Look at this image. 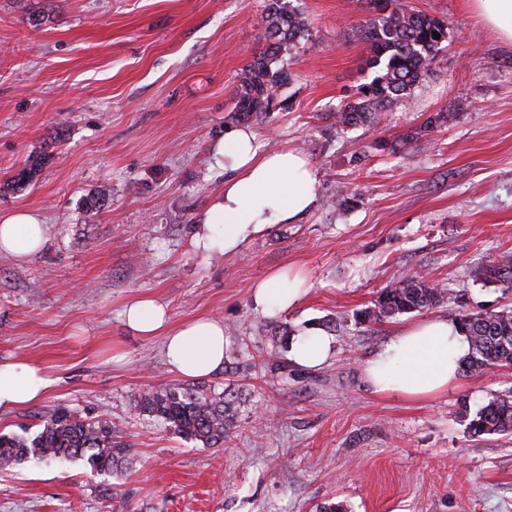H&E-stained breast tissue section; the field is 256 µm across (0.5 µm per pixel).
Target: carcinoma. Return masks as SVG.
Here are the masks:
<instances>
[{"mask_svg":"<svg viewBox=\"0 0 512 512\" xmlns=\"http://www.w3.org/2000/svg\"><path fill=\"white\" fill-rule=\"evenodd\" d=\"M266 49L242 68L233 91L232 118L262 119L275 104L277 93L290 80L288 67L298 44L310 36L303 11L292 0H267L262 17ZM440 38H434V33ZM353 35L370 49L366 68L372 78L363 84L356 99L332 113L340 130L375 126L379 115L398 104H408L429 66L447 48L448 26L437 18L403 8L400 0H379L375 16L354 27ZM448 113L437 112L403 137L402 142L422 141L425 133L443 125ZM44 165L41 156H30L23 168L6 183L19 191L37 176ZM476 277L512 293V251L502 252L490 265L476 270ZM448 290L424 275L406 277L382 289L373 308L358 314L364 322H382L399 315L422 313L444 301ZM470 342L463 371L483 373L512 366V307L465 314L459 318ZM234 401L230 393L206 392L198 386L166 384L154 387L134 401L136 414L163 422L185 440L206 447L224 444L234 426ZM472 436L512 432V388L495 393L473 414L465 416ZM129 444L106 421H86L60 407L43 417L41 429L31 436L0 434V467L29 458L42 461L80 459L102 475L116 474L131 464Z\"/></svg>","mask_w":512,"mask_h":512,"instance_id":"1","label":"carcinoma"}]
</instances>
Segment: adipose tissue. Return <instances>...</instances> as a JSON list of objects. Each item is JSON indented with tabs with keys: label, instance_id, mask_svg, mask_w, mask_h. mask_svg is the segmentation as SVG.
<instances>
[{
	"label": "adipose tissue",
	"instance_id": "ef3b65f1",
	"mask_svg": "<svg viewBox=\"0 0 512 512\" xmlns=\"http://www.w3.org/2000/svg\"><path fill=\"white\" fill-rule=\"evenodd\" d=\"M213 163L232 177L202 210L195 231L196 247L221 245L234 252L274 223H289L307 213L317 198L318 175L294 149H262L256 133L237 128L211 145ZM47 225L38 211L17 208L0 214V255L28 261L46 244ZM302 272H276L254 287L256 302L293 306L304 284ZM125 327L144 338L160 336L172 370L186 377H206L224 366V322L200 316L173 327L167 304L136 298L122 311ZM470 352L458 322L430 319L392 337L365 371L371 391L403 400H424L457 381ZM51 384L38 361L19 358L0 363V409L39 402Z\"/></svg>",
	"mask_w": 512,
	"mask_h": 512
}]
</instances>
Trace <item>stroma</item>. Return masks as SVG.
Masks as SVG:
<instances>
[{"label": "stroma", "instance_id": "stroma-1", "mask_svg": "<svg viewBox=\"0 0 512 512\" xmlns=\"http://www.w3.org/2000/svg\"><path fill=\"white\" fill-rule=\"evenodd\" d=\"M402 2L447 21L448 49L411 104L343 132L327 115L370 80L369 48L351 35L368 0H298L311 36L251 127L264 148L308 157L316 205L237 252L203 253L196 218L225 177L209 146L237 127L232 89L265 44V0H0V183L50 154L23 191L0 192L1 214L31 208L48 224L27 263L0 255V363L30 357L52 380L41 402L0 412V434L35 433L64 406L122 430L134 460L116 480L82 460L0 468V512H512V434L469 436L460 405L512 387V367L460 374L421 402L365 381L404 327L512 305L474 277L512 250V43L467 0ZM437 112L448 121L422 143L373 149ZM347 191L354 203L331 207ZM287 268L306 276L298 302L256 303L255 284ZM419 272L447 289L444 303L357 322L381 289ZM143 296L164 300L175 324L223 320L226 368L203 380L237 394L223 446L133 414L144 392L183 381L161 337L122 322ZM277 324L294 336L318 328L330 358L297 366ZM114 481L124 499L109 498Z\"/></svg>", "mask_w": 512, "mask_h": 512}]
</instances>
